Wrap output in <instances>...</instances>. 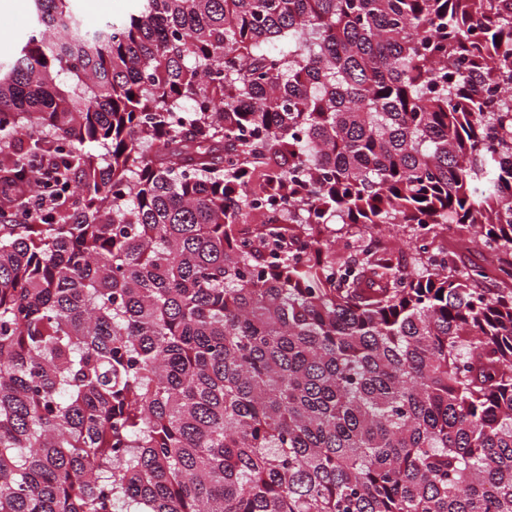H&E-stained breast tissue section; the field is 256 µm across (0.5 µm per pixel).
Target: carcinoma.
<instances>
[{"label": "carcinoma", "mask_w": 512, "mask_h": 512, "mask_svg": "<svg viewBox=\"0 0 512 512\" xmlns=\"http://www.w3.org/2000/svg\"><path fill=\"white\" fill-rule=\"evenodd\" d=\"M32 5L0 512H512V260L412 241L512 255V0ZM79 14L86 28H95L103 20L121 16L132 11L137 0H77ZM94 5H99L94 8ZM37 173L44 190L39 194H33L25 205L7 208L0 206L1 224H29L35 217L45 213L50 207L56 206L68 193L65 183L59 181L58 160L54 154L48 153L39 158ZM56 184L60 187L59 194H55Z\"/></svg>", "instance_id": "carcinoma-1"}]
</instances>
